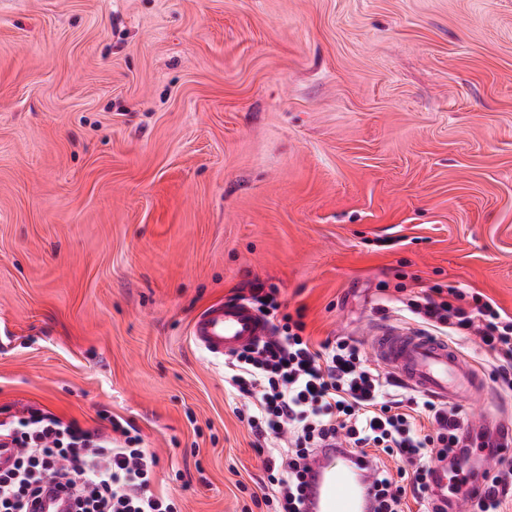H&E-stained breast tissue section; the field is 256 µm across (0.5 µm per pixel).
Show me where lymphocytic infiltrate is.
Wrapping results in <instances>:
<instances>
[{"label": "lymphocytic infiltrate", "instance_id": "lymphocytic-infiltrate-1", "mask_svg": "<svg viewBox=\"0 0 512 512\" xmlns=\"http://www.w3.org/2000/svg\"><path fill=\"white\" fill-rule=\"evenodd\" d=\"M410 311L435 332L456 338L478 336L499 360L496 381L512 388V316L491 300L463 289L430 287L409 300ZM302 320L285 316L276 335L224 362V381L252 398L247 423L265 457L271 487L264 503L275 512H302L303 464L326 439L340 438L350 452L371 455L375 464L372 512H402L406 495L430 504L432 461L447 462L458 482L477 440L457 410L405 394L390 376L368 366L346 339L314 344ZM427 414L434 434H421L414 417ZM288 447H281L283 434ZM19 454L0 473V512H28L46 485L69 488L73 512H177L176 504L151 490L157 458L142 437L118 420L108 427L39 411L0 420V439ZM398 462L390 471L386 459Z\"/></svg>", "mask_w": 512, "mask_h": 512}]
</instances>
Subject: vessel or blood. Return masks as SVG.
Returning <instances> with one entry per match:
<instances>
[{
	"label": "vessel or blood",
	"instance_id": "vessel-or-blood-1",
	"mask_svg": "<svg viewBox=\"0 0 512 512\" xmlns=\"http://www.w3.org/2000/svg\"><path fill=\"white\" fill-rule=\"evenodd\" d=\"M272 334L270 322L244 300L219 301L193 319L190 335L197 347L221 358L261 343ZM377 359L411 390L448 403L471 398L480 386L472 365L447 341L420 330L377 331ZM307 512H367L372 463L361 455L320 448L305 461Z\"/></svg>",
	"mask_w": 512,
	"mask_h": 512
}]
</instances>
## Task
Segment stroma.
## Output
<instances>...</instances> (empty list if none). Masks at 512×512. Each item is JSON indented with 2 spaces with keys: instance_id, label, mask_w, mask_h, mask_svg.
I'll use <instances>...</instances> for the list:
<instances>
[{
  "instance_id": "stroma-1",
  "label": "stroma",
  "mask_w": 512,
  "mask_h": 512,
  "mask_svg": "<svg viewBox=\"0 0 512 512\" xmlns=\"http://www.w3.org/2000/svg\"><path fill=\"white\" fill-rule=\"evenodd\" d=\"M436 284L512 316V0H0V414L110 412L183 512H267L193 317L274 288L367 354Z\"/></svg>"
}]
</instances>
